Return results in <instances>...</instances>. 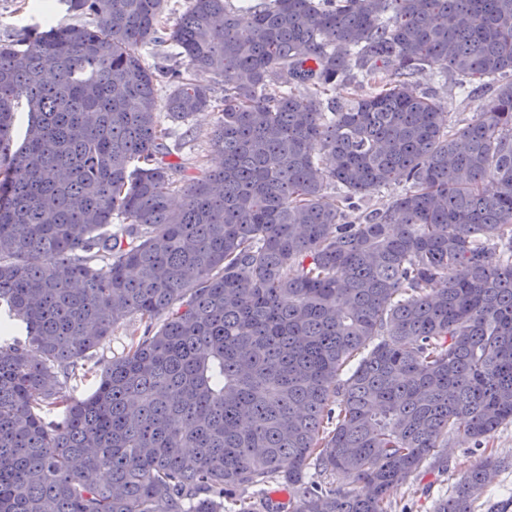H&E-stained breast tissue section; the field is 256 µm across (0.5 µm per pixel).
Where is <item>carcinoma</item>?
Masks as SVG:
<instances>
[{
	"label": "carcinoma",
	"instance_id": "obj_1",
	"mask_svg": "<svg viewBox=\"0 0 512 512\" xmlns=\"http://www.w3.org/2000/svg\"><path fill=\"white\" fill-rule=\"evenodd\" d=\"M58 2L0 37V512H392L512 423V0ZM192 70L218 169L170 161ZM426 71L494 94L455 128ZM142 331L143 326L138 321L131 320L117 328L112 336H107L99 345L96 358L86 362L84 371L81 373L85 374L84 377L71 381L70 385H74L76 395L85 397L91 394L96 388L104 362L113 356L120 355L132 341L138 340Z\"/></svg>",
	"mask_w": 512,
	"mask_h": 512
}]
</instances>
